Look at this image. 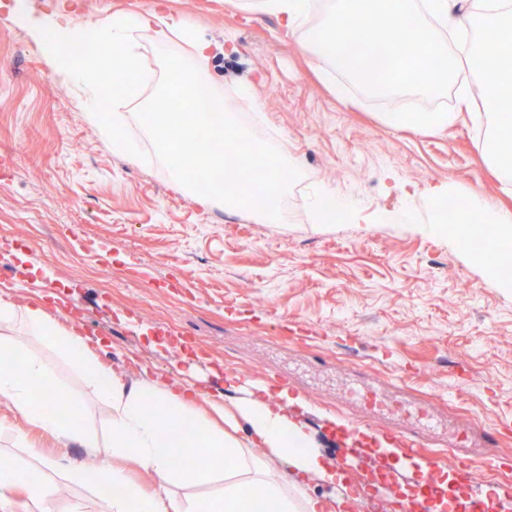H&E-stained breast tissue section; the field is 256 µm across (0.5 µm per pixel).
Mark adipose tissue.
<instances>
[{"label":"adipose tissue","instance_id":"1","mask_svg":"<svg viewBox=\"0 0 512 512\" xmlns=\"http://www.w3.org/2000/svg\"><path fill=\"white\" fill-rule=\"evenodd\" d=\"M24 27L54 71L63 79L83 83L87 102L83 108L88 125L95 128L113 150L124 156L137 153L131 134L133 108L153 115L179 102L189 119L177 127L169 141L158 150L169 175L203 204H222L244 210L256 222L278 224L286 213L282 200L288 192L286 181L272 177L260 183L225 180L224 167L242 171L253 157L240 149V129L224 118V99L208 80L203 65L223 52L222 44L191 39L194 61L182 66L175 85L156 84L153 91L133 99L131 87L144 62L143 38L155 48L169 47L179 26L161 8L146 13H115L83 30L73 24L70 11L59 8L40 17L19 15ZM89 37L96 65H87L74 55L73 46ZM193 159H186L187 149ZM490 227L500 247L512 245V210L499 208L478 194L469 195L457 220V235H465L471 225ZM33 336L61 354L81 375L87 391L106 398L111 406V456L101 461L98 485L104 493L97 498V512H212L213 503L196 501L178 493L179 488L223 478L225 512H341L343 495L317 497L312 485L337 489L340 477L335 466L313 444L302 420L307 405L286 390L258 387L240 398L232 411H225L222 397L209 405L224 416L215 425L197 413L199 395L193 384L169 383L152 373H144L133 383L111 375L92 355L86 337L59 326L38 305H22L0 298V396L26 423L52 429L59 441L78 442L88 455L99 452L98 434L81 422L82 402L69 397L66 422L43 411L36 400L37 389L61 391L62 384L53 365L28 348L25 337ZM245 425L249 440L241 442L233 431ZM26 466L0 474V512H16L12 490L25 492L30 512H55L58 480L73 485L88 481L79 467L59 469L47 462L40 449L23 451ZM195 458L190 470L174 467L173 457ZM130 459L156 479L147 490L131 482L119 463ZM257 502H250V494Z\"/></svg>","mask_w":512,"mask_h":512}]
</instances>
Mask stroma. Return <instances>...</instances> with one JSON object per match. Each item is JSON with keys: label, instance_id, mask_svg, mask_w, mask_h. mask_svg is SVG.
I'll list each match as a JSON object with an SVG mask.
<instances>
[{"label": "stroma", "instance_id": "obj_1", "mask_svg": "<svg viewBox=\"0 0 512 512\" xmlns=\"http://www.w3.org/2000/svg\"><path fill=\"white\" fill-rule=\"evenodd\" d=\"M159 0H69L76 26ZM193 36L226 44L207 62L214 89L249 87L258 111L240 110L250 136L279 133L300 166L284 200L288 220L258 224L239 210L208 208L163 169L139 120L137 156L116 154L89 127L82 85L56 77L0 0V279L4 294L41 306L64 328L77 309L82 335L111 373L143 372L196 383L197 407L220 394L233 407L248 384L303 397V421L328 459L331 420L354 414L383 430L435 422L420 447L451 449L461 436L496 434L506 465L494 487L512 488V288L464 246L427 231L430 193H479L512 209V182L482 157L485 113L478 81L460 68L440 132L395 130L359 93L340 97L333 80L284 38L278 17L253 0H160ZM468 86L470 106H459ZM350 204L346 222L318 224L319 188ZM413 213L398 223L401 208ZM29 255L43 275L21 267ZM82 422L103 446L88 456L47 430L29 434L46 458L95 470L107 457L109 405L85 392L79 374L53 357ZM406 412L356 409L352 384ZM462 395L449 413L447 392Z\"/></svg>", "mask_w": 512, "mask_h": 512}]
</instances>
